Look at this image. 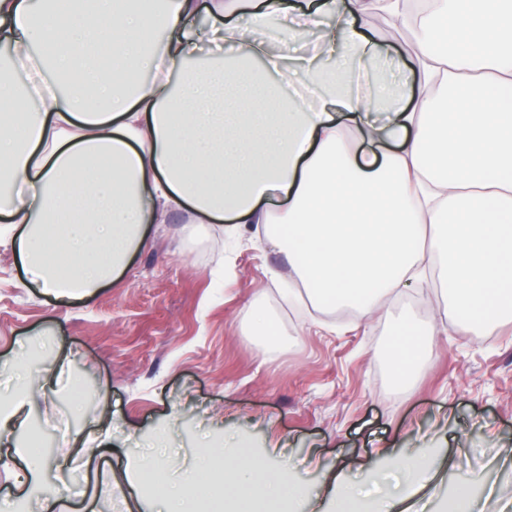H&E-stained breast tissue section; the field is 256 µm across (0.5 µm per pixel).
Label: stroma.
<instances>
[{"mask_svg":"<svg viewBox=\"0 0 512 512\" xmlns=\"http://www.w3.org/2000/svg\"><path fill=\"white\" fill-rule=\"evenodd\" d=\"M252 224L230 236L194 224L186 211L149 225L145 246L95 295L55 297L26 278L15 252L0 245V361L27 359L53 381V403H35L18 439L39 441L65 456L63 483L47 480L28 496L16 487L20 466L0 447V512H44L64 492L85 496L95 512H138L124 455L155 456L150 440L171 436L163 454L171 480L199 468L203 446L241 442L303 485L305 512L351 458L384 468L383 448H432L443 463L438 495L417 496L416 512H443L460 481L496 512L499 491L512 487V323L484 336L455 322L425 352L412 395L385 385L384 345L395 320L426 322L447 314L441 299L386 300L387 318L333 330L311 307H292L279 293L288 268L257 239ZM264 308L284 340L263 350L249 307ZM224 412L213 424L212 410Z\"/></svg>","mask_w":512,"mask_h":512,"instance_id":"35a3bbf8","label":"stroma"}]
</instances>
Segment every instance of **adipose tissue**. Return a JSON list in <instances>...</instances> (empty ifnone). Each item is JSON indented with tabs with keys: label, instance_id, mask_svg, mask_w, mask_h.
<instances>
[{
	"label": "adipose tissue",
	"instance_id": "obj_1",
	"mask_svg": "<svg viewBox=\"0 0 512 512\" xmlns=\"http://www.w3.org/2000/svg\"><path fill=\"white\" fill-rule=\"evenodd\" d=\"M70 0L66 16L32 0H0V231L30 282L84 298L118 275L147 225L174 210L195 224H260L316 303L382 317L384 297L433 285L463 326L512 319V0ZM210 21L196 23L200 9ZM299 18L320 30L315 55L283 67L254 28ZM410 32L412 82L395 91L375 63L388 54L368 30ZM167 37L154 44L156 29ZM54 43L27 81L21 65ZM206 44L245 66L197 69ZM344 114L346 123L336 120ZM395 152L357 153L361 140ZM401 387L434 322L401 324ZM41 373L0 397V426L49 393ZM393 471L357 486L332 480L315 512H410L440 463L412 448ZM152 458L128 482L157 492L144 512H197L207 484L239 504L263 492L287 507L302 486L272 478L266 460H225L179 484Z\"/></svg>",
	"mask_w": 512,
	"mask_h": 512
}]
</instances>
